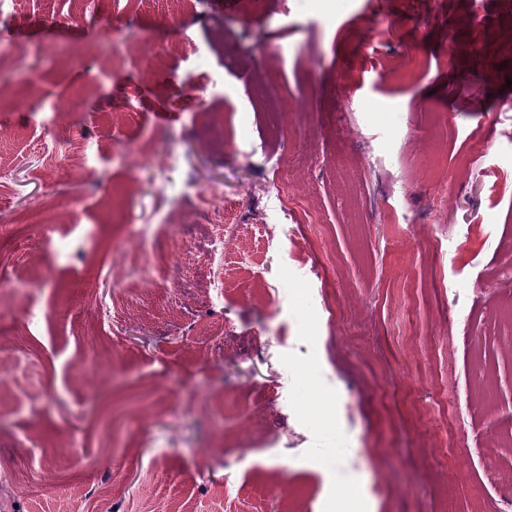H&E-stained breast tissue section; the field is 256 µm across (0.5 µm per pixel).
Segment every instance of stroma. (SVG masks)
I'll list each match as a JSON object with an SVG mask.
<instances>
[{
    "mask_svg": "<svg viewBox=\"0 0 512 512\" xmlns=\"http://www.w3.org/2000/svg\"><path fill=\"white\" fill-rule=\"evenodd\" d=\"M2 266L9 512H497L512 0H0Z\"/></svg>",
    "mask_w": 512,
    "mask_h": 512,
    "instance_id": "1",
    "label": "stroma"
}]
</instances>
